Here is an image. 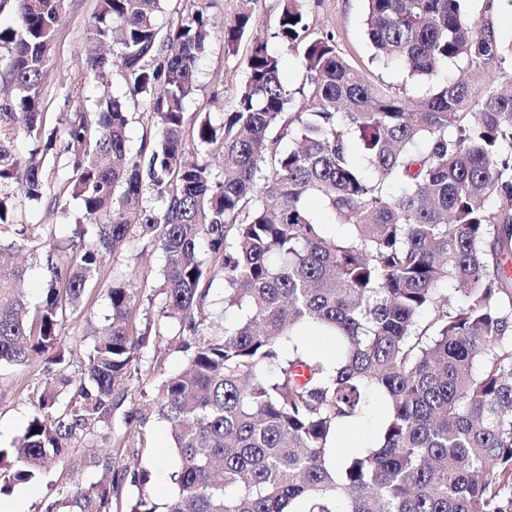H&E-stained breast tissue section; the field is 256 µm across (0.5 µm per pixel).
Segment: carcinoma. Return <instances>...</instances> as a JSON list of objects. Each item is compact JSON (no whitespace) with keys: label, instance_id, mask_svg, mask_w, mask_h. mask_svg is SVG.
I'll return each mask as SVG.
<instances>
[{"label":"carcinoma","instance_id":"cac0c4a2","mask_svg":"<svg viewBox=\"0 0 512 512\" xmlns=\"http://www.w3.org/2000/svg\"><path fill=\"white\" fill-rule=\"evenodd\" d=\"M14 2L17 23L0 26V81L12 90L0 96V367L38 359L42 378L26 384L24 430L0 446V499L78 443L110 440L122 409L134 432L90 457L102 479L60 487L45 512H112L115 501L157 512L150 471L121 462L154 415L177 459L164 512H512V90L460 78L407 93L450 61L494 68L512 44L474 24L467 0H366L375 58L403 73L378 85L334 33L309 32L301 0H281L271 38L296 51L304 86L288 89L282 57L254 39L231 111L219 124L198 118L190 159L184 109L214 29L205 11L163 32L161 0H96L86 40L112 51L87 58L84 82L117 70L131 97H146L156 125L133 151L123 104L88 105L81 86L60 127L46 125L64 0ZM253 28L238 13L225 51ZM66 193L82 208L67 241L55 224L17 223L18 198L52 211ZM143 242L163 254L150 286L163 307L135 326L153 297L128 287L116 250ZM28 246L45 266L33 306L19 288L26 268L1 269ZM109 261L111 315L73 374L62 333ZM217 271L234 322L205 316ZM164 324L184 364L143 408L131 381ZM309 325L337 355L302 350ZM375 395L387 402L377 441L334 460L337 434Z\"/></svg>","mask_w":512,"mask_h":512}]
</instances>
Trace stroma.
I'll use <instances>...</instances> for the list:
<instances>
[{"label":"stroma","mask_w":512,"mask_h":512,"mask_svg":"<svg viewBox=\"0 0 512 512\" xmlns=\"http://www.w3.org/2000/svg\"><path fill=\"white\" fill-rule=\"evenodd\" d=\"M96 0H65L61 21L55 37L53 68L44 86L46 119L55 125L60 113L65 112V98L80 81L85 71L84 30L94 11ZM206 6L216 30L206 56L197 72V90L187 105L186 122L194 124L198 115L211 114L221 118L231 110L246 78L247 58L251 38H244L236 52L224 50V24L234 20L242 8H250L259 33H271L278 20L279 0H163L158 16L161 27L186 18L199 6ZM303 9L311 32H334L338 48L355 69L367 74L377 84L398 82L399 74L372 64V49L364 25V0H303ZM88 96L102 94L118 98L130 114L128 136L131 148H138L146 131L150 114L146 100L132 98L119 74H112L101 83L87 89ZM109 313V305L102 288H95L91 300L69 322L63 341L72 364H79L93 341V333ZM41 375L40 363H31L22 370H0V446L11 443L27 424L31 407L21 391L25 380ZM150 469L151 492L156 503H165L175 495L177 487L171 473L175 467L173 442L164 421L155 419L147 430V449L139 459Z\"/></svg>","instance_id":"1"}]
</instances>
